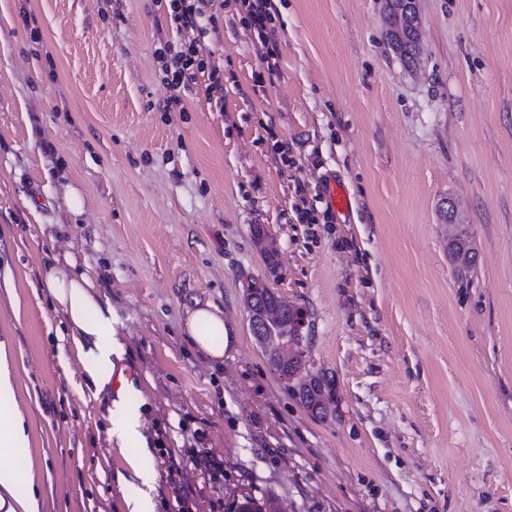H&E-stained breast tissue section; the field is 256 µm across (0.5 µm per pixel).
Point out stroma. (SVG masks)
Here are the masks:
<instances>
[{
	"instance_id": "obj_1",
	"label": "stroma",
	"mask_w": 512,
	"mask_h": 512,
	"mask_svg": "<svg viewBox=\"0 0 512 512\" xmlns=\"http://www.w3.org/2000/svg\"><path fill=\"white\" fill-rule=\"evenodd\" d=\"M242 2L209 8L223 106L202 74L162 112L154 49L193 37L165 0H0V341L39 512H127L140 493L108 435L127 383L157 512H512V0H418L412 68L385 0H270L271 47ZM444 198L478 253L462 275ZM67 253L118 317L100 394L41 281ZM254 279L304 312L325 416L255 341ZM208 303L231 336L219 362L182 331Z\"/></svg>"
}]
</instances>
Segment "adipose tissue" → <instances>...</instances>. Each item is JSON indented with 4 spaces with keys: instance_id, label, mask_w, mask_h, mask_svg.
<instances>
[{
    "instance_id": "ef3b65f1",
    "label": "adipose tissue",
    "mask_w": 512,
    "mask_h": 512,
    "mask_svg": "<svg viewBox=\"0 0 512 512\" xmlns=\"http://www.w3.org/2000/svg\"><path fill=\"white\" fill-rule=\"evenodd\" d=\"M72 256L46 265L41 273L44 288L52 296L89 362V378L96 391L110 384L116 361L125 350L116 331L118 319L106 295L96 292L86 273L77 271ZM183 331L192 346L219 361L230 342L219 310L199 306L190 311ZM109 435L120 447L145 450L140 404L128 392H118L108 409ZM28 443L25 418L14 400V383L8 347L0 341V512H38V502L27 460L18 448Z\"/></svg>"
}]
</instances>
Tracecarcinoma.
Instances as JSON below:
<instances>
[{
	"label": "carcinoma",
	"instance_id": "cac0c4a2",
	"mask_svg": "<svg viewBox=\"0 0 512 512\" xmlns=\"http://www.w3.org/2000/svg\"><path fill=\"white\" fill-rule=\"evenodd\" d=\"M384 20L388 45L405 66H412L419 43L420 16L417 0H385ZM449 246L460 269L469 271L474 268L476 253L467 233L451 234ZM303 320L304 313L301 310L293 307L284 309L278 320L264 327L260 347L266 353L269 348L280 344L285 337L294 343L299 350L298 357L280 362L276 372L282 379L292 383L293 392L303 407L318 415L324 411L320 401L321 380L301 375L305 354L303 336L297 325ZM234 512H277V503L272 498L259 501L246 497L236 503Z\"/></svg>",
	"mask_w": 512,
	"mask_h": 512
}]
</instances>
